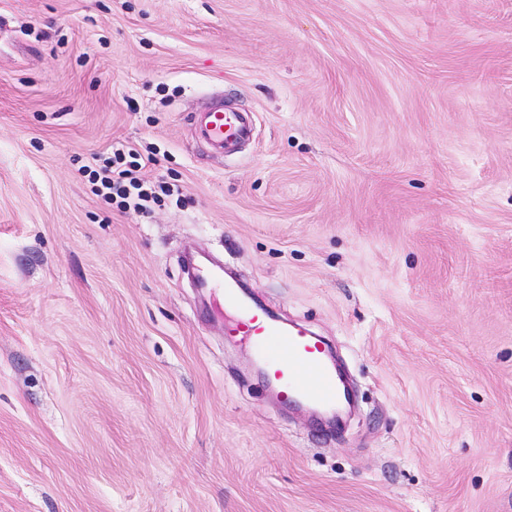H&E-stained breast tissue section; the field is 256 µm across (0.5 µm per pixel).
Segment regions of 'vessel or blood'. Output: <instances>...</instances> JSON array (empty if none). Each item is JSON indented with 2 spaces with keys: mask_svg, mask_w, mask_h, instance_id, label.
I'll return each instance as SVG.
<instances>
[{
  "mask_svg": "<svg viewBox=\"0 0 512 512\" xmlns=\"http://www.w3.org/2000/svg\"><path fill=\"white\" fill-rule=\"evenodd\" d=\"M199 133L212 144L227 149L247 135L248 125L243 113L214 107L203 112ZM224 302L238 312L234 331L253 340L280 389L320 404L336 401L339 396L336 373L325 361L321 344L306 330L285 332L261 320L257 313L241 304L232 289H225Z\"/></svg>",
  "mask_w": 512,
  "mask_h": 512,
  "instance_id": "obj_1",
  "label": "vessel or blood"
}]
</instances>
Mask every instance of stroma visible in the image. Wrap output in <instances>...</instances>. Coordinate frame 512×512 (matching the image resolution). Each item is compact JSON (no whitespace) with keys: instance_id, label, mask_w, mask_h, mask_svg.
I'll return each instance as SVG.
<instances>
[{"instance_id":"stroma-1","label":"stroma","mask_w":512,"mask_h":512,"mask_svg":"<svg viewBox=\"0 0 512 512\" xmlns=\"http://www.w3.org/2000/svg\"><path fill=\"white\" fill-rule=\"evenodd\" d=\"M125 146L149 212L83 173ZM189 252L327 342L342 429ZM0 512H512V0H0ZM199 133L212 144L228 149L247 135L248 125L243 113L214 107L203 111Z\"/></svg>"}]
</instances>
